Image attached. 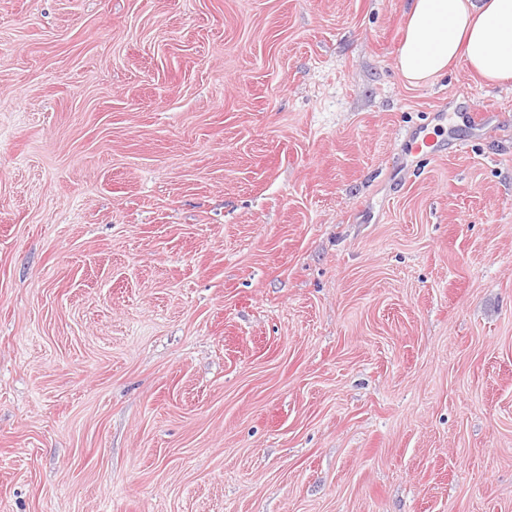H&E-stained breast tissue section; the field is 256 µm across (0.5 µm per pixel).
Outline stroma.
Masks as SVG:
<instances>
[{
  "instance_id": "obj_1",
  "label": "stroma",
  "mask_w": 512,
  "mask_h": 512,
  "mask_svg": "<svg viewBox=\"0 0 512 512\" xmlns=\"http://www.w3.org/2000/svg\"><path fill=\"white\" fill-rule=\"evenodd\" d=\"M404 12L0 0V512H512V82Z\"/></svg>"
}]
</instances>
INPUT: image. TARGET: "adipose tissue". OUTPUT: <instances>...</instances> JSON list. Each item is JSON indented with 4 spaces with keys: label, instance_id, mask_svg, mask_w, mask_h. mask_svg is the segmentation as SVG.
I'll list each match as a JSON object with an SVG mask.
<instances>
[{
    "label": "adipose tissue",
    "instance_id": "1",
    "mask_svg": "<svg viewBox=\"0 0 512 512\" xmlns=\"http://www.w3.org/2000/svg\"><path fill=\"white\" fill-rule=\"evenodd\" d=\"M397 67L409 84L462 61L486 83L512 79V0H407Z\"/></svg>",
    "mask_w": 512,
    "mask_h": 512
}]
</instances>
